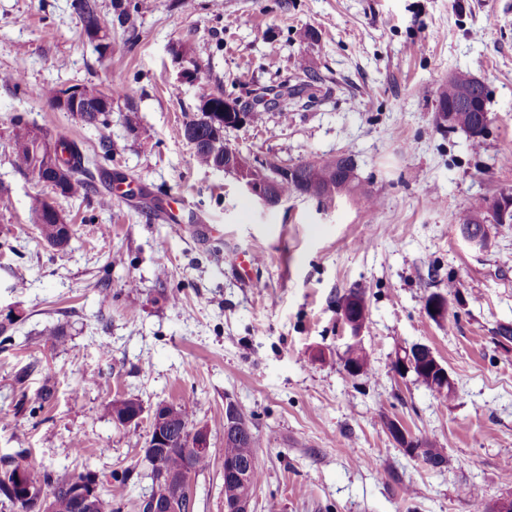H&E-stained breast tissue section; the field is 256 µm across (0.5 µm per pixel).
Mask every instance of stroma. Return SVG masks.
I'll list each match as a JSON object with an SVG mask.
<instances>
[{
	"mask_svg": "<svg viewBox=\"0 0 512 512\" xmlns=\"http://www.w3.org/2000/svg\"><path fill=\"white\" fill-rule=\"evenodd\" d=\"M125 24L97 0L112 51L85 37L73 0H0V458L54 474L94 472L115 512H138L149 421L104 406L191 401L214 454L195 512H224V409L260 440L253 512H487L512 497V224L471 248L457 217L512 193V0H132ZM315 80L293 112L226 129L250 156L298 165L349 154L358 189L322 206L293 194L267 209L228 173L201 166L183 126L201 85L246 103L275 96L298 66ZM481 80L480 145L439 129L451 74ZM112 91L107 171L87 197L58 198L68 248L39 236L46 188L11 162L12 122L100 151V134L45 89ZM111 206L101 199L108 191ZM258 255L251 281L225 261ZM366 305L368 373L344 369L339 300ZM448 317L429 316L431 295ZM60 327L59 343L47 341ZM424 345L455 383L436 399L395 374ZM49 401L37 398L43 386ZM444 448L450 467L410 457L388 432ZM129 403H131V402L115 399V400H112L111 402H109L108 404H106L105 411L111 417V419H113L114 413H116L118 415V418H120V419L114 418V421L116 422L117 425L125 426V425H130L133 423H137L139 420H141L142 415L144 414V411H145V409L140 401H139V405L138 404L135 405L134 411L125 412L120 417V414L123 409L119 408L118 406L120 404H122L123 406H125L126 409H129L130 408L128 405Z\"/></svg>",
	"mask_w": 512,
	"mask_h": 512,
	"instance_id": "obj_1",
	"label": "stroma"
}]
</instances>
